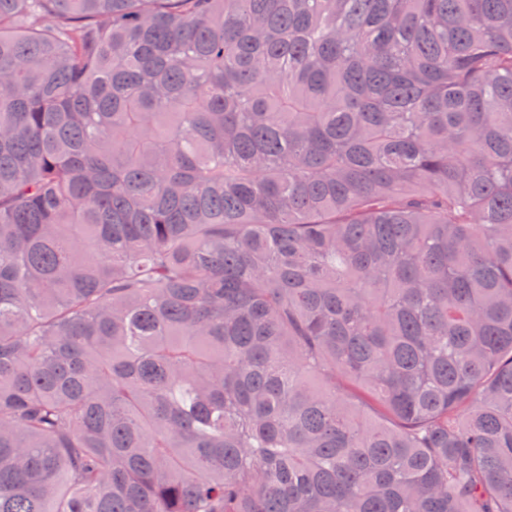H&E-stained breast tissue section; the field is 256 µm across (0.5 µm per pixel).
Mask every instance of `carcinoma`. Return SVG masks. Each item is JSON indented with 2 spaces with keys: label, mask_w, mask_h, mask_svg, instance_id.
Returning a JSON list of instances; mask_svg holds the SVG:
<instances>
[{
  "label": "carcinoma",
  "mask_w": 512,
  "mask_h": 512,
  "mask_svg": "<svg viewBox=\"0 0 512 512\" xmlns=\"http://www.w3.org/2000/svg\"><path fill=\"white\" fill-rule=\"evenodd\" d=\"M0 512H512V0H0Z\"/></svg>",
  "instance_id": "1"
}]
</instances>
